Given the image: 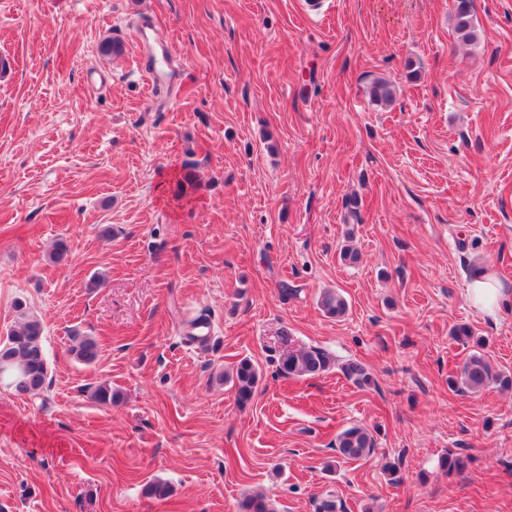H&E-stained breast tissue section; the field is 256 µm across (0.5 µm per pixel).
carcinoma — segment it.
Instances as JSON below:
<instances>
[{
  "mask_svg": "<svg viewBox=\"0 0 512 512\" xmlns=\"http://www.w3.org/2000/svg\"><path fill=\"white\" fill-rule=\"evenodd\" d=\"M455 32L465 44L475 40V27L472 19L471 0H457ZM395 95L394 86L379 78L372 83L371 96L377 102H390ZM320 306L324 312L335 318L345 316L348 304L337 291L323 292ZM20 321L0 340V362L8 365L13 372L9 381L21 395L34 396L42 391L48 381V362L43 349V327L41 322L26 313L23 304L16 305ZM70 353L79 362L90 365L98 358L100 346L92 336H77ZM477 350L471 352L462 362L458 372L448 376V388L460 393H478L490 384L502 390L512 389V375L493 368L489 359L480 352L481 341H476ZM333 359L326 352L309 348L290 351L280 356L278 371L289 378L312 377L330 370ZM344 374L360 387L372 384L373 379L366 368L355 361L342 366ZM258 370L247 358L240 360L226 379L236 389L240 403H248L258 383ZM91 397L99 404L107 405L115 401L119 394L112 391V385L103 382L92 391ZM340 459L345 462H358L371 456L375 448L373 435L365 428L355 426L343 430L336 439ZM242 512H273L267 497L261 493L247 496L241 502Z\"/></svg>",
  "mask_w": 512,
  "mask_h": 512,
  "instance_id": "1",
  "label": "carcinoma"
}]
</instances>
